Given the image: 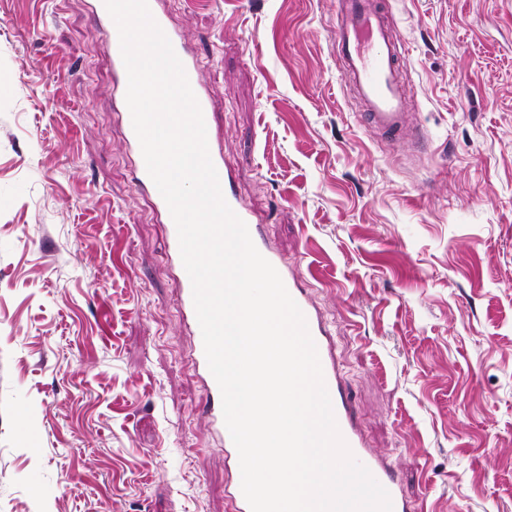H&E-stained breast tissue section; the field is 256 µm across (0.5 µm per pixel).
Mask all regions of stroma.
Segmentation results:
<instances>
[{"mask_svg":"<svg viewBox=\"0 0 512 512\" xmlns=\"http://www.w3.org/2000/svg\"><path fill=\"white\" fill-rule=\"evenodd\" d=\"M381 2L408 49L404 145L344 87L336 0L162 8L412 512H512V0ZM123 112L92 0H0V512H226Z\"/></svg>","mask_w":512,"mask_h":512,"instance_id":"1","label":"stroma"}]
</instances>
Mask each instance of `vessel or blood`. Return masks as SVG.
Masks as SVG:
<instances>
[{
    "instance_id": "1",
    "label": "vessel or blood",
    "mask_w": 512,
    "mask_h": 512,
    "mask_svg": "<svg viewBox=\"0 0 512 512\" xmlns=\"http://www.w3.org/2000/svg\"><path fill=\"white\" fill-rule=\"evenodd\" d=\"M338 5L335 39L336 54L342 65V74L354 87L368 122L384 134L392 137L399 136L403 133L407 122L406 90L400 69V61L405 54L404 47L394 35L379 0H338ZM148 6L154 20L165 33L182 62L204 118H211L213 104L199 80L197 59L188 52L181 33L171 25L167 15L162 11L160 0H148ZM96 14L98 23L106 32L111 47L114 87L119 94H126L128 79L121 55L119 34L112 24L103 0H98ZM210 157L217 170L225 201L245 222L252 241L261 255L274 268H281L280 259L264 244L251 211L244 206L236 194L232 171L225 162L223 154L214 150L211 151ZM136 180L141 187L148 190L162 223L167 226L168 255L170 260L178 266L175 283L180 293L181 308L189 321H196L192 284L185 268L180 265L177 228L165 200L147 172L145 162H138ZM283 283L303 312L309 332L317 346L324 381L332 401L337 426L344 441L354 457L365 465L388 491L392 512H410V506L400 494L393 473L366 448L355 426L350 407L341 391L329 338L316 310L298 288L295 279L287 277L284 278ZM194 360L197 368L208 375L209 367L203 342H196ZM207 384L209 398L206 413L210 426L217 435L222 437L228 462L234 466L238 465L239 455L224 421L219 386L215 378L209 375Z\"/></svg>"
}]
</instances>
